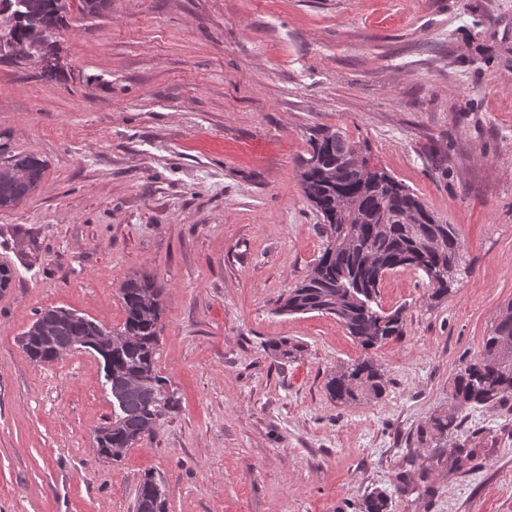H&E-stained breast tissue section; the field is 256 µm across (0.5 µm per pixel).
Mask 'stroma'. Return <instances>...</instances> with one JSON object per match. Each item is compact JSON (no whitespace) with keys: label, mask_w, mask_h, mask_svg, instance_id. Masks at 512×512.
<instances>
[{"label":"stroma","mask_w":512,"mask_h":512,"mask_svg":"<svg viewBox=\"0 0 512 512\" xmlns=\"http://www.w3.org/2000/svg\"><path fill=\"white\" fill-rule=\"evenodd\" d=\"M57 40L60 79L0 64V143L47 164L0 210V512H134L148 475L168 512H359L373 491L391 512H512V401L438 446L430 428L512 302V0H112ZM327 127L454 224L470 264L438 303L421 272L387 274L404 334L368 352L332 316L277 311L323 248L299 171ZM143 273L165 286L157 367L180 408L115 462L95 453L102 358L39 364L19 339L55 307L119 327ZM366 354L384 393L332 401ZM461 446L463 470L422 471Z\"/></svg>","instance_id":"stroma-1"}]
</instances>
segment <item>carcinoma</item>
<instances>
[{"label":"carcinoma","mask_w":512,"mask_h":512,"mask_svg":"<svg viewBox=\"0 0 512 512\" xmlns=\"http://www.w3.org/2000/svg\"><path fill=\"white\" fill-rule=\"evenodd\" d=\"M29 18L14 20L0 15V24L10 26L13 41L20 45L33 28L58 31L69 24L70 0H29ZM112 0H78L81 18L99 17L109 11ZM309 157L301 162L304 195L322 217L316 225L323 249L305 277L288 291L279 307L285 314L321 313L336 318L362 349H373L404 333L402 310L386 312L376 302L383 277L399 269L434 268L425 275L429 298L448 297L458 277L448 270L467 271L469 265L453 224L430 212L420 198L382 168L360 172L352 156L367 154L368 147L351 141L340 130L329 128L311 140ZM45 171L43 161L31 155L13 154L0 143V206H17L39 187ZM164 285L144 274L126 279L120 288L125 311L123 324L112 331V394L123 399L122 412L112 422V442L95 440L96 453L118 461L136 442L155 431L157 425L179 408L175 392L157 368L159 338L163 331L161 296ZM104 327L93 320L60 321L54 332L53 349L69 347L74 336H101ZM24 345L35 361L50 362L48 349L31 338ZM273 354L294 359L301 352L285 339L268 343ZM136 376L140 385L131 390L127 382ZM330 398L352 404L385 390L383 372L372 359H359L339 370L326 383ZM456 412L431 419V429L440 442L461 430L458 413L472 406H501L512 400V316L498 319L484 337L477 356L454 379L450 395ZM362 512H390L391 499L383 492L370 493ZM135 512H166L165 491L147 475L141 482Z\"/></svg>","instance_id":"carcinoma-1"}]
</instances>
